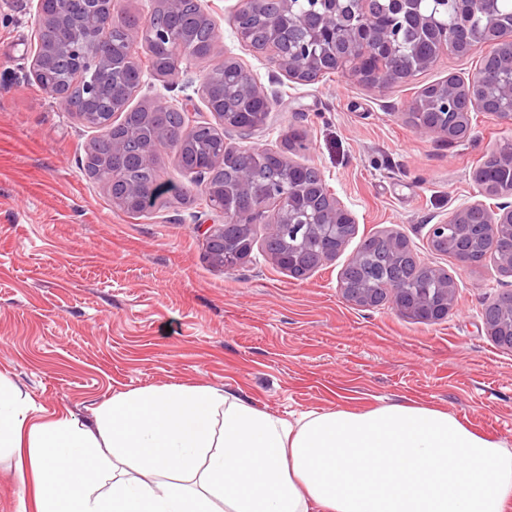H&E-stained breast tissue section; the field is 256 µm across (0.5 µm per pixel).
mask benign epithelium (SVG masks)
Returning <instances> with one entry per match:
<instances>
[{"label": "benign epithelium", "mask_w": 512, "mask_h": 512, "mask_svg": "<svg viewBox=\"0 0 512 512\" xmlns=\"http://www.w3.org/2000/svg\"><path fill=\"white\" fill-rule=\"evenodd\" d=\"M280 8L276 23L271 30V41L268 48L269 59L283 75L291 80H298V74L312 66H327L338 70L351 63L352 67L361 66L370 57L369 46L375 42L385 41L384 33L366 22L368 15L361 13L351 20L336 13V0H328L331 7L317 16L309 10L299 16L298 26L303 31V43L291 56L284 58L277 53L276 41L280 33L288 28V15L295 13L297 0H279ZM116 0H37V12L40 21V38L34 49L31 73L37 78L54 68L56 60L63 54H72L74 59L67 73V78L74 83L84 85L88 96L96 98L100 86L112 82V94H117L122 86V80L127 78L136 84L134 93H139L144 86V73L138 70H128L129 61L134 57L138 44L148 41L166 42L169 44L173 57V68L193 58L189 42L184 37H176L166 29L156 28L147 21H139L128 27L126 34L127 48L123 56L111 53L112 17L115 16ZM487 0H456L460 25L448 29V38L441 40L439 49L452 46L460 52L470 41V15L488 11ZM266 0H238L235 16L260 15L264 12ZM413 18L419 27L437 32L447 29L441 19L434 13L413 9ZM495 22H490L483 37V44L488 50L483 57L481 72L490 76L504 70H512V45L505 47L502 41L493 36ZM237 73L238 92L242 96L251 93L254 86L252 76L239 63L234 62ZM484 83L475 78L469 81L452 79L439 89L443 99H451L450 110L452 121L445 127L430 125L421 130L447 136L454 125L469 120L472 112H495L507 103L512 106V85L501 89L496 98L484 95ZM133 98H128L121 111L112 113V118L99 126L100 133L110 131L115 118L121 122L134 121V118L148 115L152 112L149 107H133ZM232 104L224 102V111L214 113L226 130L249 131L251 126L235 120L227 122ZM170 109L186 114V126L175 136L167 135L152 141L147 147L146 158H151L162 149H170L176 153L183 171L194 179L210 185V168L199 167L189 155V141L193 133L202 124L193 120V109L186 103L174 104ZM253 149L222 137L219 143L216 162L233 165L239 169L236 183L224 188V208L217 212L232 219L238 224H258L262 221L267 206L276 209V221L271 223V232L277 233L288 230L291 242L284 254L277 259V265L288 273L300 265L310 243L315 242L320 247L321 256L338 253L345 244L344 228L353 222L350 214L332 195L325 183H320L317 192L327 198V206L315 209L309 213L305 224H292L289 218L297 211L296 199L305 197V191L297 189L288 194H282L270 199L249 211L232 210L231 200L251 187L247 168L248 157ZM497 177L504 184L512 186V154L498 157ZM506 228L512 234V205H500L492 210L482 201L463 207L452 217V223L433 224L428 229L429 244L436 243L440 238L453 231L457 237L459 254L457 262L468 265L466 256L469 255L479 241L498 235V230ZM206 242L218 247L217 253L224 259V269L230 270L236 264L229 263L237 257L239 247L235 243L224 241V225L208 224L205 228ZM426 274L438 282V287L404 288L402 285L382 280L375 288H361L359 292L366 297L376 292H383L391 297L396 311L401 315H412L424 322H436L448 315L455 303L457 283L455 278L443 269L427 267ZM487 335L499 346L512 348V316L500 317L496 321H485Z\"/></svg>", "instance_id": "7a95c632"}]
</instances>
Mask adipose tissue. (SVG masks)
<instances>
[{
    "label": "adipose tissue",
    "mask_w": 512,
    "mask_h": 512,
    "mask_svg": "<svg viewBox=\"0 0 512 512\" xmlns=\"http://www.w3.org/2000/svg\"><path fill=\"white\" fill-rule=\"evenodd\" d=\"M0 375V455L29 469L16 512H503L512 448L448 412L380 404L286 420L209 385L113 395L38 419Z\"/></svg>",
    "instance_id": "ef3b65f1"
}]
</instances>
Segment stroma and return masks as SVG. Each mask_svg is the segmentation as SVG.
I'll return each instance as SVG.
<instances>
[{"mask_svg":"<svg viewBox=\"0 0 512 512\" xmlns=\"http://www.w3.org/2000/svg\"><path fill=\"white\" fill-rule=\"evenodd\" d=\"M222 48L182 62L175 76H146L138 105L191 99L213 122L198 89L212 65L232 58L275 99L262 126L232 133L254 148L283 150L282 131H306L290 160L316 168L348 210L355 233L305 277L262 250L235 269L211 264L206 225L222 218L173 152L157 156L166 207L131 215L86 169L93 130L31 74L37 0H0V374L40 414L89 421L112 395L170 384L212 385L286 419L384 403L436 407L512 446V349L487 335L482 316L512 274L486 258L459 266L431 250L430 225L480 201L474 174L512 121L471 115L459 139L417 132L408 119L417 91L478 69L484 46L436 62L406 83L359 85L342 72L313 83L276 73L235 31L237 0H198ZM397 232L420 262L456 279L445 319L417 322L390 302H348L342 272L366 238Z\"/></svg>","mask_w":512,"mask_h":512,"instance_id":"obj_1","label":"stroma"}]
</instances>
